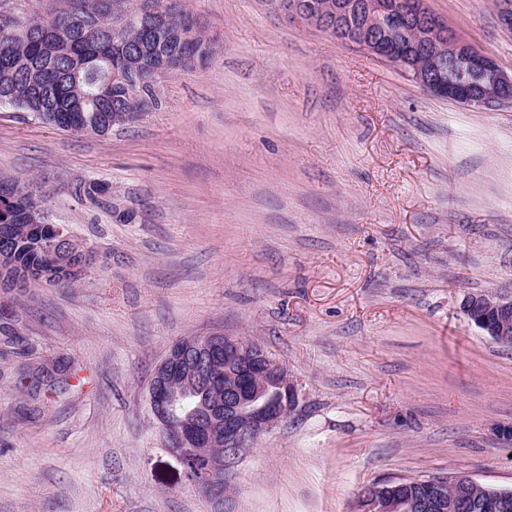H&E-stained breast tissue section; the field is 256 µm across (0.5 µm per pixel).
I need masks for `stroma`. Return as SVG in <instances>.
Instances as JSON below:
<instances>
[{
    "instance_id": "stroma-1",
    "label": "stroma",
    "mask_w": 512,
    "mask_h": 512,
    "mask_svg": "<svg viewBox=\"0 0 512 512\" xmlns=\"http://www.w3.org/2000/svg\"><path fill=\"white\" fill-rule=\"evenodd\" d=\"M512 74L495 0H424ZM217 51L161 104L80 135L0 107V176L109 254L70 290L0 293V512H215L147 393L178 340L221 330L299 385L232 477V512H358L373 482L464 472L512 489V347L463 298L512 292V103L465 107L279 0H186ZM101 184V204L83 192ZM67 396L20 418L16 366ZM67 366L56 362H45L36 365L28 363L19 368L21 380L25 382L27 396L25 403L32 406L29 409L31 413L38 412V405H41L49 395L61 396L75 387V384H71V379L76 376V373L71 371V367L66 372Z\"/></svg>"
}]
</instances>
